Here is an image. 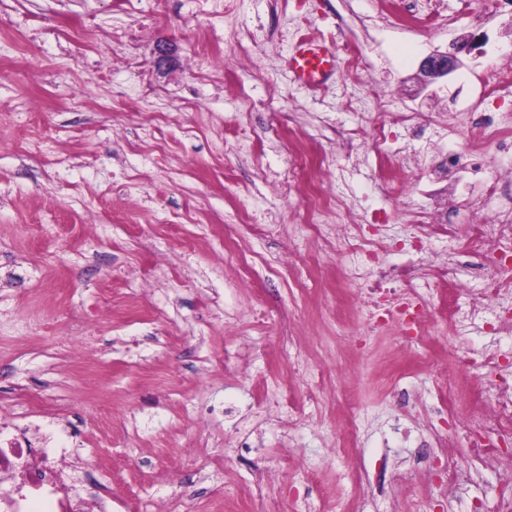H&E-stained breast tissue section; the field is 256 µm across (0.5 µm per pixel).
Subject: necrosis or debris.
Instances as JSON below:
<instances>
[{
  "mask_svg": "<svg viewBox=\"0 0 512 512\" xmlns=\"http://www.w3.org/2000/svg\"><path fill=\"white\" fill-rule=\"evenodd\" d=\"M457 114L460 128L478 133L486 148L512 154V113L487 111L483 99L478 98L458 109ZM447 162L458 176L454 194L458 213L467 226L459 228L444 213L431 223L413 225L414 234L447 237L448 260L439 265L422 263L380 272L379 285L365 289L355 302L372 330L382 329L374 312L387 303L399 309L418 306L413 325L420 334L434 333L443 324L455 329L482 324L491 312L498 322L512 323V271L507 269L487 286L490 306L452 311L442 322L420 308L417 282L458 285L461 264L482 273L495 263L499 250L512 246V190L500 182L483 151H452ZM481 194L501 197L502 203L492 214H484L477 204ZM462 235L468 238L463 247L457 244ZM511 440L512 394L502 392L471 415L469 443L474 459L479 461L499 455L502 444ZM51 442V434L38 428L17 425L9 432L0 431V512H112V501L105 492L88 487L100 464L88 463L82 473H75L63 456L51 449Z\"/></svg>",
  "mask_w": 512,
  "mask_h": 512,
  "instance_id": "1",
  "label": "necrosis or debris"
}]
</instances>
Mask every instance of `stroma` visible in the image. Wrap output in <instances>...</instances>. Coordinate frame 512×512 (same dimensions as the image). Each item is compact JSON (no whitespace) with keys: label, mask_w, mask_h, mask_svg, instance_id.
I'll use <instances>...</instances> for the list:
<instances>
[{"label":"stroma","mask_w":512,"mask_h":512,"mask_svg":"<svg viewBox=\"0 0 512 512\" xmlns=\"http://www.w3.org/2000/svg\"><path fill=\"white\" fill-rule=\"evenodd\" d=\"M437 4L440 23L418 29L381 0H0V425H51L78 469L106 460L112 512H493L512 458L472 468L463 437L472 404L512 388L481 365L512 360V327L421 337L442 360L415 369L399 326L369 338L353 314L351 252L294 235L318 183L346 201L334 222L378 225L382 266L446 258L435 239L411 247L370 138L394 133L386 157L418 182L417 219L454 208L441 156L467 140L448 97L512 71V17ZM304 35L358 42L362 67L339 56L304 87L286 63ZM462 36V67L420 82L421 58ZM405 112L425 137L406 135ZM460 277L455 293L424 289L430 313L484 296ZM73 332L78 356L59 344ZM460 348L479 371L443 421ZM422 432L447 439L456 494L415 464Z\"/></svg>","instance_id":"35a3bbf8"}]
</instances>
